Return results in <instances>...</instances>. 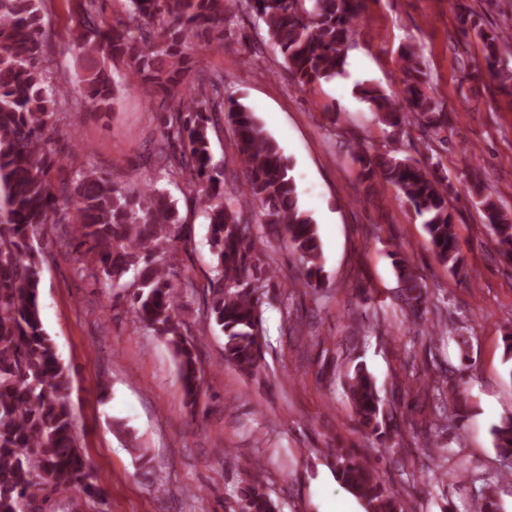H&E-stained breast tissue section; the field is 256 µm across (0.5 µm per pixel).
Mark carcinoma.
Listing matches in <instances>:
<instances>
[{
	"label": "carcinoma",
	"instance_id": "cac0c4a2",
	"mask_svg": "<svg viewBox=\"0 0 512 512\" xmlns=\"http://www.w3.org/2000/svg\"><path fill=\"white\" fill-rule=\"evenodd\" d=\"M43 0H0V512H36L40 491L77 490L69 512H84L99 498V478L86 464L69 401L71 378L41 318L43 242L56 224L78 225L76 250L89 258L88 277L104 292L127 288L133 317L172 349L185 403L197 404L203 377L197 343L181 318L186 289L178 279L175 244L185 224L175 202L153 185L118 187L82 168L68 182L53 183L60 157L52 149L61 105L77 112H108L119 83L117 65L134 68L143 84L163 91L164 114L153 160L173 178H187L199 194L215 258L207 326L224 335V362L243 374L258 367L265 329L260 289L277 277L276 250L253 231L242 208L225 196H249L261 223L299 260L302 278L291 288L318 289L325 279L318 225L302 206L288 159L241 99L224 97V77L186 78L185 50L199 30L218 33L238 12L252 14L284 61L295 87L305 91L341 76L359 34L363 0H127L126 15L102 29L99 0H80L83 33L71 51L82 63L79 96L51 81L43 60ZM484 60L500 90L512 96V32L471 22ZM404 80L397 96L370 85L360 99L378 124L398 132L410 116L432 129L448 117L431 95L429 73L413 46L401 50ZM228 121L242 179L226 182L224 165L212 163L209 130ZM368 181L393 186L422 218L428 241L448 272L470 269L455 242L448 206L449 176L397 156L393 148L351 150ZM471 200L484 215L497 249L512 261V207L473 184ZM400 292L414 317L427 309L424 277L395 254ZM355 421L382 447L398 430L366 365L345 376ZM502 460L495 476L512 481V416L493 426ZM336 478L366 512H408L402 492L344 449L336 450ZM239 512H280L258 471L240 491Z\"/></svg>",
	"mask_w": 512,
	"mask_h": 512
}]
</instances>
